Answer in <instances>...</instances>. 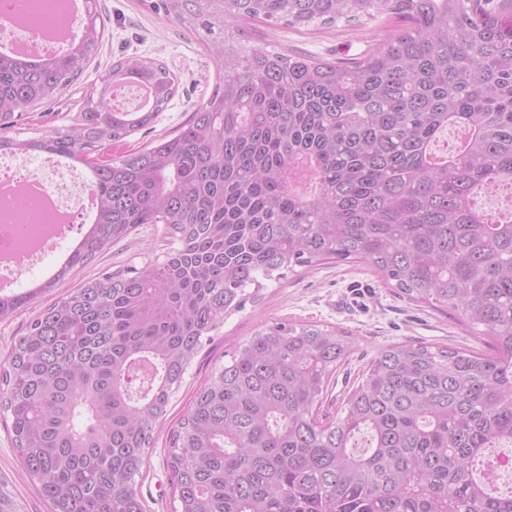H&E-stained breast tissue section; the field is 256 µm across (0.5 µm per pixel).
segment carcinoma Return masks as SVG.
I'll list each match as a JSON object with an SVG mask.
<instances>
[{
    "instance_id": "1",
    "label": "carcinoma",
    "mask_w": 512,
    "mask_h": 512,
    "mask_svg": "<svg viewBox=\"0 0 512 512\" xmlns=\"http://www.w3.org/2000/svg\"><path fill=\"white\" fill-rule=\"evenodd\" d=\"M92 3L67 54L0 53V131L52 99L97 50ZM218 71L172 137L95 166L93 223L58 272L0 295V319L143 224L171 248L102 272L40 309L0 374L26 475L49 512H145L135 479L194 358L263 281L326 260L370 263L415 302L485 327L490 351L424 343L377 354L334 415L344 332L271 323L192 397L169 455L175 512H512L487 477L512 447V0H157ZM401 22L351 62L269 51L243 23ZM148 84L146 112H104L118 78ZM176 91L164 64L117 61L73 125L0 134V153L76 163L156 122ZM466 130L453 150L435 144ZM143 381L131 385L132 368ZM368 433L367 449H355Z\"/></svg>"
}]
</instances>
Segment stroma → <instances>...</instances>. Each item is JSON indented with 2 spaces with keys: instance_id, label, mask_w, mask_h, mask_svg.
<instances>
[{
  "instance_id": "stroma-1",
  "label": "stroma",
  "mask_w": 512,
  "mask_h": 512,
  "mask_svg": "<svg viewBox=\"0 0 512 512\" xmlns=\"http://www.w3.org/2000/svg\"><path fill=\"white\" fill-rule=\"evenodd\" d=\"M151 0H98L105 19V33L98 50L84 65L76 80L50 101L23 112L8 136L38 138L74 123L94 89L100 88L119 59L141 55L159 60L176 77V92L165 112L152 127L104 145L95 152L97 162L108 163L153 138L174 132L189 118L195 106L211 93L216 67L196 37L150 8ZM397 27L394 19L381 17L362 25L298 31L286 26L249 24L257 44L278 51L303 52L318 58L346 61L359 56L372 44L386 39ZM83 231L66 237L59 252L44 257L23 275L11 290L21 293L50 278L67 255L82 240ZM166 249L157 226L138 227L90 264L79 266L55 288L37 296L33 304L19 308L0 320V362L13 340L22 335L36 309L98 273L115 270L161 255ZM311 323L334 327L353 339L351 354L338 365L323 394L322 412L335 413L358 383L363 370L384 346L414 341L451 349L486 350L483 326L466 322L459 314L437 310L410 301L388 286L381 274L365 262H328L288 273L266 282L253 301L229 317L192 363L186 382L174 398L167 419L154 433V445L136 490L147 512H173L171 473L167 466L169 438L187 408L193 393L211 370L232 355L236 345L271 322ZM0 485L22 505L23 512H47L37 487L24 474L11 432L0 419Z\"/></svg>"
}]
</instances>
